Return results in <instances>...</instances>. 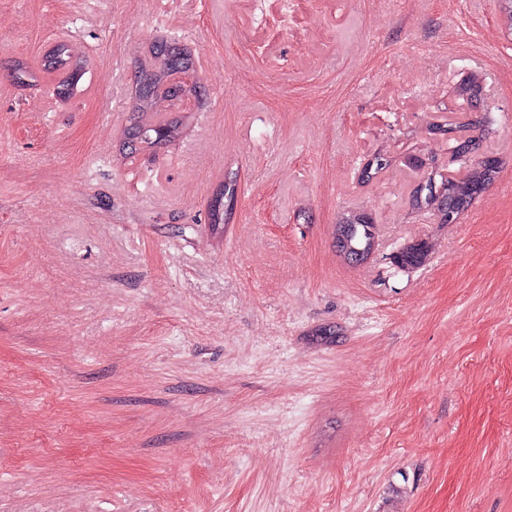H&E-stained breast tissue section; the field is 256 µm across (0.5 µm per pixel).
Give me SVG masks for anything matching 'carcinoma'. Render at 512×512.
Wrapping results in <instances>:
<instances>
[{
  "mask_svg": "<svg viewBox=\"0 0 512 512\" xmlns=\"http://www.w3.org/2000/svg\"><path fill=\"white\" fill-rule=\"evenodd\" d=\"M170 44L158 42L150 46L151 64L140 70L137 82V108L145 121H138L131 129L139 133L138 143L152 145L170 141L178 134L179 120L163 115L162 103L171 101L185 92L181 75L192 68V58L183 49L182 59L176 61L167 53ZM499 166H489L482 157L457 171H451L442 179L445 186L442 194L428 193L425 198L414 197L416 204L437 205L440 222L453 224L470 207L474 199L482 194L497 177ZM374 247V224L362 214L351 215L336 225V248L352 263H361L370 256ZM429 251L424 240L413 241L396 253L400 269L417 268Z\"/></svg>",
  "mask_w": 512,
  "mask_h": 512,
  "instance_id": "carcinoma-1",
  "label": "carcinoma"
}]
</instances>
